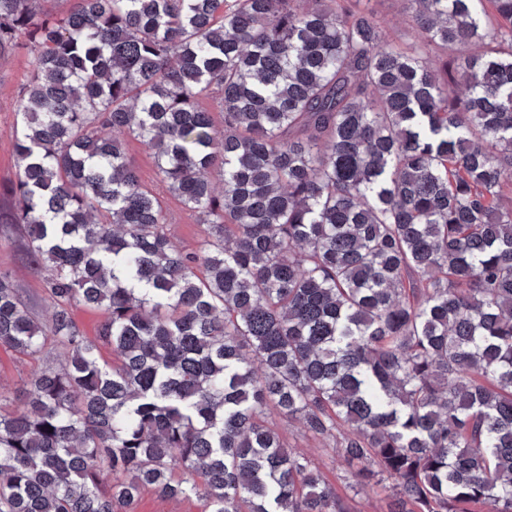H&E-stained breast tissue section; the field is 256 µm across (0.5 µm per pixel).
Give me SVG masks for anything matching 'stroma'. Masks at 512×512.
Instances as JSON below:
<instances>
[{
	"label": "stroma",
	"instance_id": "1",
	"mask_svg": "<svg viewBox=\"0 0 512 512\" xmlns=\"http://www.w3.org/2000/svg\"><path fill=\"white\" fill-rule=\"evenodd\" d=\"M359 11L370 12L382 23L389 39L407 43L412 31L404 0H356ZM33 70V58L24 51L0 52V269L10 271L23 300L39 321H48L53 308L44 288V274L26 259L25 242L10 223L14 207L10 187L16 179L14 132L21 92ZM124 149L144 187L160 197L167 213V231L179 249L197 251L203 242L204 227L195 213L166 191L157 175L152 152L134 138H126ZM38 356L22 355L0 346V387L8 392L22 388L35 369L46 365ZM269 423L289 447L307 454L320 467L336 492L348 500L352 512H386L385 494L354 485L336 461L333 443L312 437L303 424L270 412Z\"/></svg>",
	"mask_w": 512,
	"mask_h": 512
}]
</instances>
